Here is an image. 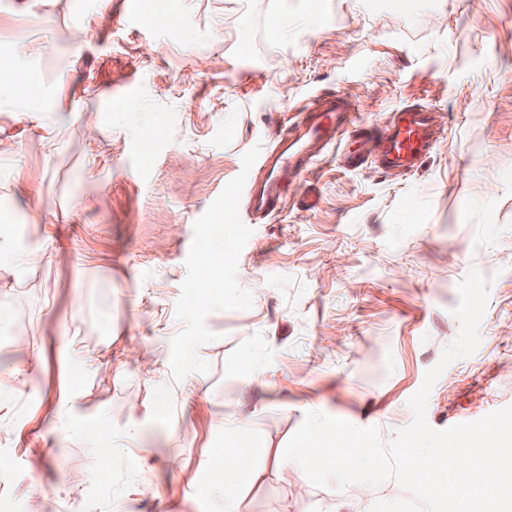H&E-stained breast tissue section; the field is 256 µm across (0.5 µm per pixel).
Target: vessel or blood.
I'll return each instance as SVG.
<instances>
[{"label":"vessel or blood","instance_id":"1","mask_svg":"<svg viewBox=\"0 0 512 512\" xmlns=\"http://www.w3.org/2000/svg\"><path fill=\"white\" fill-rule=\"evenodd\" d=\"M351 112V104L337 95L329 96L318 107L306 110L292 128L297 135L298 148L277 158L276 177L248 194L251 212L269 215L280 209L283 189L288 181L311 171L320 160L319 153L306 150V143L326 146L337 142L352 123ZM433 126L434 112L430 107H406L393 116L386 133L372 144L369 153L385 172L415 171L434 150Z\"/></svg>","mask_w":512,"mask_h":512}]
</instances>
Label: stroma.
I'll list each match as a JSON object with an SVG mask.
<instances>
[{
	"label": "stroma",
	"instance_id": "stroma-1",
	"mask_svg": "<svg viewBox=\"0 0 512 512\" xmlns=\"http://www.w3.org/2000/svg\"><path fill=\"white\" fill-rule=\"evenodd\" d=\"M0 0V512H369L406 495L314 486L284 448L306 413L383 440L490 279L481 344L436 381L437 430L512 406V0ZM383 131L436 111L415 172L341 149L244 223L242 179L314 97ZM224 232L220 278L194 242ZM41 253L38 265L28 253ZM111 456H103V449ZM112 471L90 483L91 461ZM231 439V437L228 438L225 448V461L222 469L223 481L221 483V488L224 494V510L226 512H236V510H234V492L236 484L229 479V474L233 471L244 472L242 464L239 463L237 459V453L233 452L230 448L231 446H229Z\"/></svg>",
	"mask_w": 512,
	"mask_h": 512
}]
</instances>
